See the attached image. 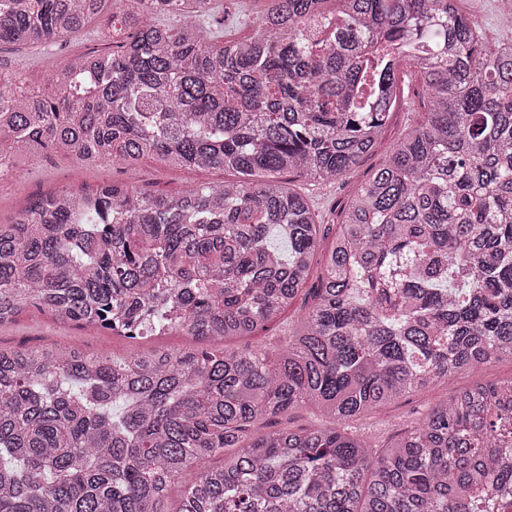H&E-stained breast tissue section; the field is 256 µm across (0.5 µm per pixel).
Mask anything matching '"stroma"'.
I'll return each instance as SVG.
<instances>
[{
    "instance_id": "1",
    "label": "stroma",
    "mask_w": 512,
    "mask_h": 512,
    "mask_svg": "<svg viewBox=\"0 0 512 512\" xmlns=\"http://www.w3.org/2000/svg\"><path fill=\"white\" fill-rule=\"evenodd\" d=\"M224 33L233 38H244L253 32V18L266 6V0H222ZM462 11L482 30L488 40L512 37V31L499 25L503 12L512 10V0H461ZM109 44L98 25H90L63 47L46 49L36 46H0V76L19 77L27 89L42 85V62L47 56L69 62L76 56ZM417 82H404L403 99L392 113L374 151L350 175L326 185H308L295 181L296 189L308 194L318 221L324 225L340 222V211L359 185L385 159L394 140L411 125L426 118L427 102L418 93ZM18 176L0 181V221L9 222L25 209L40 193L65 187H94L98 184L120 183L133 188H144L174 195L184 190L211 186L227 181L222 169L169 168L153 158L134 165L113 162L93 166L68 153L19 152L15 155ZM81 345L89 351H104L119 356L131 346L129 339L109 335L91 327H76L61 323L49 314L34 308L24 310L15 321L0 326V347ZM512 377V362L502 360L479 365L460 373L452 384L437 386L400 399L378 414L373 423L379 432L380 444H388L395 435L406 430L432 406L446 400L453 391L476 382H496Z\"/></svg>"
}]
</instances>
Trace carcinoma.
I'll return each instance as SVG.
<instances>
[{"label": "carcinoma", "mask_w": 512, "mask_h": 512, "mask_svg": "<svg viewBox=\"0 0 512 512\" xmlns=\"http://www.w3.org/2000/svg\"><path fill=\"white\" fill-rule=\"evenodd\" d=\"M211 2L0 0V45L95 20L112 38L40 92L0 79L1 147L236 176L44 193L0 223V326L31 306L128 339L254 336L322 243L282 176L357 169L404 76L427 118L343 206L277 360L266 343L0 348V512H512V379L459 390L380 450L350 425L512 361V41L488 42L459 0H270L250 37L219 43L199 29ZM298 409L319 421L256 429ZM197 344L190 336H182L179 333H169L166 336H152L148 339L140 340V349H150L163 347L169 350L179 349L186 345Z\"/></svg>", "instance_id": "obj_1"}]
</instances>
